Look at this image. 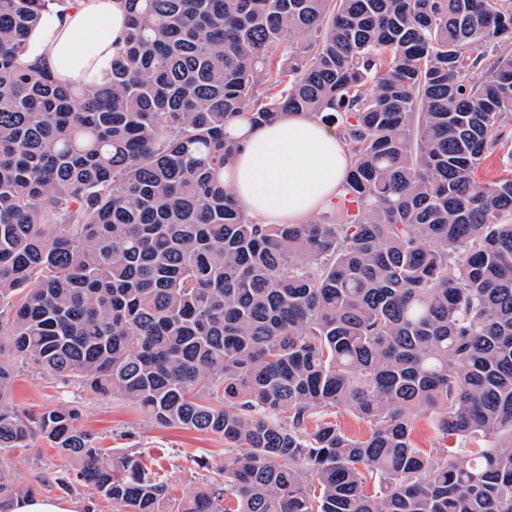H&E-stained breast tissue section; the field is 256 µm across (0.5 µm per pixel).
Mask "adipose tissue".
Here are the masks:
<instances>
[{
	"label": "adipose tissue",
	"instance_id": "1",
	"mask_svg": "<svg viewBox=\"0 0 512 512\" xmlns=\"http://www.w3.org/2000/svg\"><path fill=\"white\" fill-rule=\"evenodd\" d=\"M67 12L43 11L26 59L64 82H92L124 38V0H69ZM242 148L224 182L259 224H301L344 193L351 155L323 125L299 115L253 128L238 126Z\"/></svg>",
	"mask_w": 512,
	"mask_h": 512
}]
</instances>
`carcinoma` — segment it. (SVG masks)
<instances>
[{
  "mask_svg": "<svg viewBox=\"0 0 512 512\" xmlns=\"http://www.w3.org/2000/svg\"><path fill=\"white\" fill-rule=\"evenodd\" d=\"M56 2L0 0V448L123 512H512V174L478 178L512 0H126L90 89L24 62ZM288 113L339 130L356 214L255 224L224 185L230 129ZM19 360L224 437V483L19 411ZM421 414L468 446L415 447ZM31 492L0 457V512ZM329 419L336 421L348 434H365L370 428L368 422L343 409H332L329 412Z\"/></svg>",
  "mask_w": 512,
  "mask_h": 512,
  "instance_id": "cac0c4a2",
  "label": "carcinoma"
}]
</instances>
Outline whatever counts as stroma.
Here are the masks:
<instances>
[{"label": "stroma", "instance_id": "stroma-1", "mask_svg": "<svg viewBox=\"0 0 512 512\" xmlns=\"http://www.w3.org/2000/svg\"><path fill=\"white\" fill-rule=\"evenodd\" d=\"M12 399L31 414L58 404L79 406L81 425L95 434L100 447L141 456L149 473L166 481L173 495H190L206 480H224V461L230 451L222 437L160 426L121 396L100 397L24 366L15 375ZM0 455L14 466L17 484L32 488L35 494L77 502L82 512H118L117 506L88 487L62 485L60 479L72 465L44 438L24 450L2 449Z\"/></svg>", "mask_w": 512, "mask_h": 512}]
</instances>
